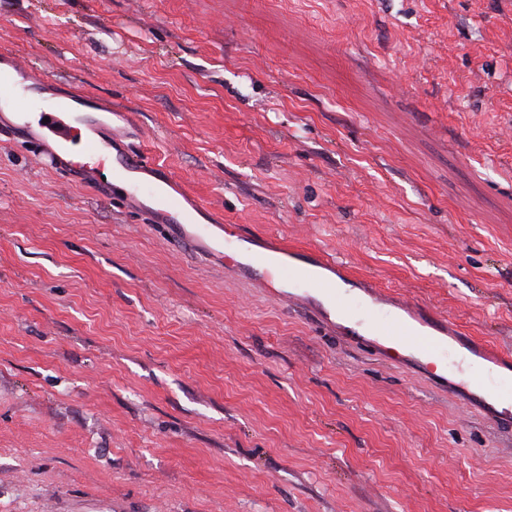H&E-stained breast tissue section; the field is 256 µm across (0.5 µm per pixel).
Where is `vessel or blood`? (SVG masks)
Wrapping results in <instances>:
<instances>
[{
	"instance_id": "b4317fda",
	"label": "vessel or blood",
	"mask_w": 512,
	"mask_h": 512,
	"mask_svg": "<svg viewBox=\"0 0 512 512\" xmlns=\"http://www.w3.org/2000/svg\"><path fill=\"white\" fill-rule=\"evenodd\" d=\"M36 89L29 66L11 48L1 44L0 105L7 106L11 114L9 130L40 142L55 168L93 188H106L111 198L123 201L129 210H145L146 199H154L155 216L172 225L175 238L194 244L198 254L213 265L261 284L278 281L331 298L339 313H358L372 331L389 338L384 356L397 360L402 351H416L422 358L420 372L435 384H447L448 377L438 370L434 359L451 351L472 366L483 360L499 368L512 367L511 356L493 353L471 337L449 335L440 316L429 309L401 304L393 311H377V304L383 301L377 291L370 292L369 306L352 309L353 297L348 288L356 276L328 254L273 243L242 233L229 224L224 227L225 233L238 243L250 245L251 251L243 262L225 254L223 244L213 241L211 224L195 221L196 216H209L208 206L182 181L160 172L157 164L129 148H114L112 138H91L97 119L84 109L89 100L85 92L76 87L62 90L49 109L37 110L32 105ZM76 144L86 149L89 161L72 159V147Z\"/></svg>"
}]
</instances>
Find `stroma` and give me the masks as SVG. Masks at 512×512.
<instances>
[{"instance_id":"35a3bbf8","label":"stroma","mask_w":512,"mask_h":512,"mask_svg":"<svg viewBox=\"0 0 512 512\" xmlns=\"http://www.w3.org/2000/svg\"><path fill=\"white\" fill-rule=\"evenodd\" d=\"M225 223L512 352V0H0ZM0 512H512V428L0 132Z\"/></svg>"}]
</instances>
